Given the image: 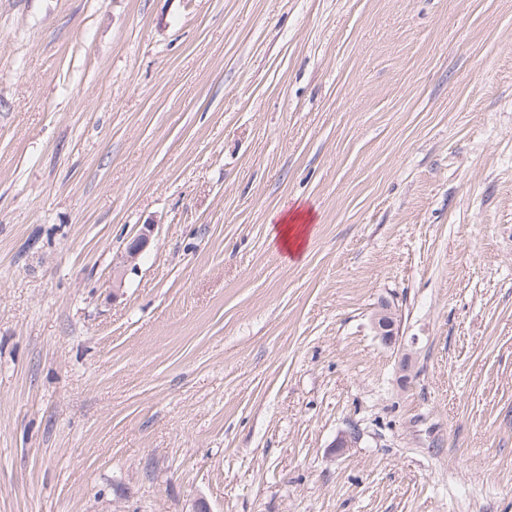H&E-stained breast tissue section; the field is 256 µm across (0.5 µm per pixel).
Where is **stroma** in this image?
<instances>
[{
  "label": "stroma",
  "instance_id": "stroma-1",
  "mask_svg": "<svg viewBox=\"0 0 512 512\" xmlns=\"http://www.w3.org/2000/svg\"><path fill=\"white\" fill-rule=\"evenodd\" d=\"M200 499L512 512V0H0V512ZM312 221L311 212L290 211L275 224L272 240L290 257L302 255ZM153 230V225H143L139 233L129 243L125 254L121 255V261L119 262V265L115 267L114 272L119 274L122 270L126 271L129 265H135V261L150 244ZM400 324L401 316L388 301L379 302L370 315L375 336L386 346H395L398 342Z\"/></svg>",
  "mask_w": 512,
  "mask_h": 512
}]
</instances>
